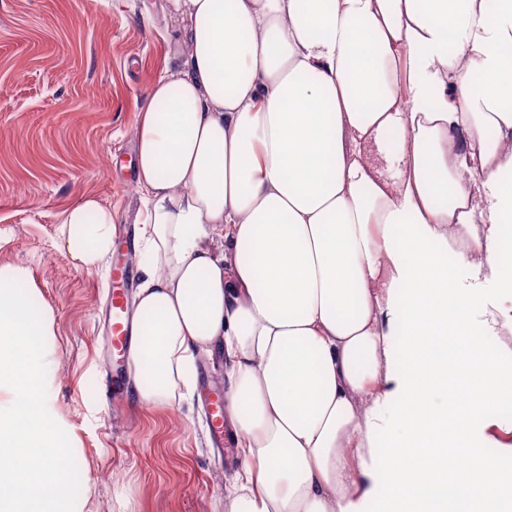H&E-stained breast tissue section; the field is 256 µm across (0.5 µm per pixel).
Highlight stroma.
Segmentation results:
<instances>
[{
	"label": "stroma",
	"mask_w": 512,
	"mask_h": 512,
	"mask_svg": "<svg viewBox=\"0 0 512 512\" xmlns=\"http://www.w3.org/2000/svg\"><path fill=\"white\" fill-rule=\"evenodd\" d=\"M166 0H0V268L22 267L53 319L54 409L90 488L85 512H224L235 458L221 456L206 407L224 377L200 354L191 400L153 407L116 399L106 326L111 261L88 272L62 249L59 227L80 195L135 226L128 136L149 84L179 47Z\"/></svg>",
	"instance_id": "1"
}]
</instances>
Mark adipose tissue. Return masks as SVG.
Listing matches in <instances>:
<instances>
[{
	"label": "adipose tissue",
	"instance_id": "obj_1",
	"mask_svg": "<svg viewBox=\"0 0 512 512\" xmlns=\"http://www.w3.org/2000/svg\"><path fill=\"white\" fill-rule=\"evenodd\" d=\"M179 61L130 128L141 402L224 349V512H512V0H168ZM116 217L61 220L87 271ZM440 480L417 449L440 438ZM370 458L354 464L361 450Z\"/></svg>",
	"mask_w": 512,
	"mask_h": 512
}]
</instances>
